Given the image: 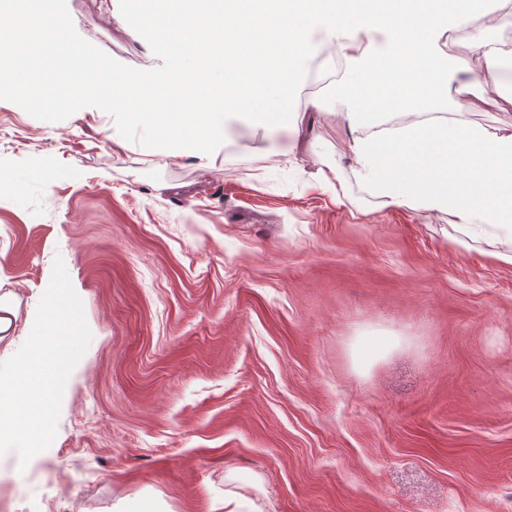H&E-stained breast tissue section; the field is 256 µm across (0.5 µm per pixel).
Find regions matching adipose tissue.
<instances>
[{
	"instance_id": "adipose-tissue-1",
	"label": "adipose tissue",
	"mask_w": 512,
	"mask_h": 512,
	"mask_svg": "<svg viewBox=\"0 0 512 512\" xmlns=\"http://www.w3.org/2000/svg\"><path fill=\"white\" fill-rule=\"evenodd\" d=\"M12 2L22 22L0 60V88L31 92L36 106L47 77L60 102L98 96L156 136L165 158L209 160L227 120L242 114L305 142L312 130L304 113L288 108V88L309 76L325 48L362 61L342 85L346 109L336 122L350 135L335 162L318 169L321 187L336 190L343 163L351 162L385 206L412 201L424 212L450 214L512 264V128L414 117L440 98L464 106L512 70V47L488 40L472 55L439 62L449 32L489 13L492 0H133L142 33H158L151 47L168 62L152 76L75 51L54 0ZM205 46L214 53L203 69L175 68V57ZM396 111L411 120L373 131L378 115Z\"/></svg>"
}]
</instances>
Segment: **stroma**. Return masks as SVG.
Here are the masks:
<instances>
[{
    "label": "stroma",
    "instance_id": "1",
    "mask_svg": "<svg viewBox=\"0 0 512 512\" xmlns=\"http://www.w3.org/2000/svg\"><path fill=\"white\" fill-rule=\"evenodd\" d=\"M74 47L162 67L131 0H58ZM469 17L443 52L512 43V9ZM293 87L325 140L231 119L206 162L150 158L98 99L0 91V361L28 338L55 257L90 345L52 445L0 456V512H512V265L447 214L385 206L341 170L335 72ZM460 120L511 126L512 98ZM124 147H115L113 135Z\"/></svg>",
    "mask_w": 512,
    "mask_h": 512
}]
</instances>
